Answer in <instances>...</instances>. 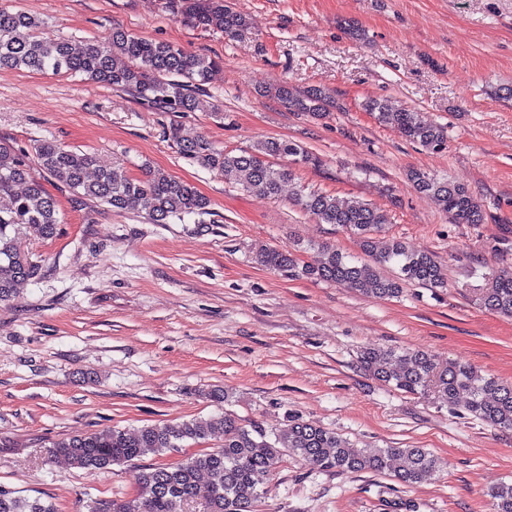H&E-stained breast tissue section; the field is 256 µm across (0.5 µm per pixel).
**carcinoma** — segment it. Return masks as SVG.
I'll list each match as a JSON object with an SVG mask.
<instances>
[{
    "mask_svg": "<svg viewBox=\"0 0 512 512\" xmlns=\"http://www.w3.org/2000/svg\"><path fill=\"white\" fill-rule=\"evenodd\" d=\"M177 11L196 25L214 27L224 37L243 39L251 24L235 12L230 0H178ZM217 62L182 47L137 36L122 28L112 32L106 45L75 48L46 31L44 23L22 12L0 7V68L28 69L53 74L80 75L105 86L134 94L162 112H193L197 91L208 80ZM259 94L277 100L291 112L323 116L336 107L326 89L313 86L298 91L283 83ZM379 124L399 129L409 141L427 151L447 148L443 127L414 110L393 112L380 100L363 104ZM169 137L180 156L190 163L221 174H231L247 192L274 198L284 184L295 179L299 167L315 166L316 156L288 141L266 139L239 150L214 147L200 135L187 136L173 124ZM36 165L79 199L94 200L116 212L140 207L154 224H168L192 215L208 213L209 201L194 186L144 166L140 178L121 164L88 171L95 155L40 140L32 150L0 144V303L11 300L19 285L38 279L42 265L25 249L19 230L33 229L46 239L64 223L59 202L31 176ZM407 180L419 192L434 197L455 224H482L486 211L463 184L439 178L422 169H411ZM26 184L23 192L15 185ZM297 204L320 224H333L355 235L372 264L358 265L342 251L326 246L316 263L299 266L294 253L261 248L256 258L273 270L299 273L315 280L346 283L373 299H388L406 285L444 288L443 264L425 251H413L397 239L382 237L388 216L372 203L340 199L318 189L301 188ZM475 301L493 313L512 318V276L491 275ZM360 363L369 374L412 395H432L452 408L462 390L469 393L465 409L475 418L504 431L512 430V383H503L471 366L448 362L441 367L423 350L369 347ZM213 440L217 446L191 454L178 462L142 471L138 491L125 500H95L86 512H184L201 501L205 512H254L267 494V482L284 454L312 462L322 470L354 473L362 470L391 471L398 481L415 485L438 468V460L423 448H381L369 455L351 446L335 432L299 417L287 418L272 434L258 426L246 428L229 413L178 424H150L137 429L112 427L78 434L53 443L51 456L95 472L137 460L148 453H172L186 443ZM493 512H512V484L490 492ZM0 512H56L40 497H19L0 489Z\"/></svg>",
    "mask_w": 512,
    "mask_h": 512,
    "instance_id": "1",
    "label": "carcinoma"
}]
</instances>
